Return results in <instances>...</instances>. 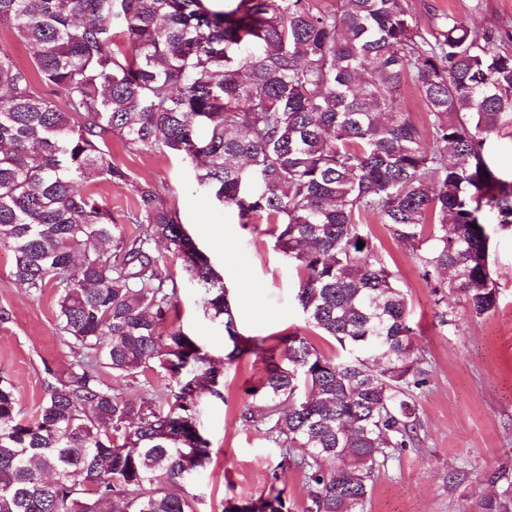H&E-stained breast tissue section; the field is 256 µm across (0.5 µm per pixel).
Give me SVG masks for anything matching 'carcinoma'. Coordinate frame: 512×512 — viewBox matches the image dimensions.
I'll list each match as a JSON object with an SVG mask.
<instances>
[{
    "instance_id": "1",
    "label": "carcinoma",
    "mask_w": 512,
    "mask_h": 512,
    "mask_svg": "<svg viewBox=\"0 0 512 512\" xmlns=\"http://www.w3.org/2000/svg\"><path fill=\"white\" fill-rule=\"evenodd\" d=\"M232 2L0 0L39 75L0 48V249L29 294L56 289L57 326L87 352L30 422L0 379V512H196L184 485L210 461L198 405L224 398V371L167 326L179 283L152 244L201 290L229 358L263 350L239 336L224 278L176 208L107 157L114 135L190 160L203 195L269 224L306 326L339 345L330 357L283 337L241 414L303 472L306 512H363L375 473L421 442L425 357L362 219L411 250L434 293L476 318L496 306L490 231H512V181L491 169L489 140L512 128V36L449 13L424 23L408 0ZM407 77L423 131L396 103ZM99 176L132 192L134 234L78 188ZM101 368L164 378L174 402L123 398ZM276 481L239 512H289ZM474 512H512V496Z\"/></svg>"
}]
</instances>
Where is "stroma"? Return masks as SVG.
<instances>
[{"instance_id":"obj_1","label":"stroma","mask_w":512,"mask_h":512,"mask_svg":"<svg viewBox=\"0 0 512 512\" xmlns=\"http://www.w3.org/2000/svg\"><path fill=\"white\" fill-rule=\"evenodd\" d=\"M421 19L453 14L487 28L512 32V0H410ZM113 163L134 182L159 187L175 207L188 233L224 277L242 336L275 347L279 337L299 333L332 356L336 344L306 326L295 304L298 280L273 247L264 224L240 223L235 211L214 205L199 192L193 165L181 157L128 151L119 139L108 142ZM379 257L406 295L414 342L428 361L426 386L417 392L422 423L419 447L397 453L377 474L364 512H473L487 494L512 491V235L491 237L489 261L497 284V304L473 318L461 296L436 301L418 260L367 220ZM10 252L0 250V377L16 388L22 414L33 419L49 377H66L81 351L61 334L56 322V291L38 296L11 275ZM455 320L442 321L445 308ZM176 318L183 330L216 361L232 351L217 322L204 315L197 287L180 289ZM265 373L262 356L246 354L224 367V397L202 398L199 421L211 448V460L188 490L197 512H224L244 504L270 485L272 474L288 494L291 512H303L302 473L284 463L279 447L261 430L242 423L248 390ZM502 472L498 483L491 473Z\"/></svg>"}]
</instances>
